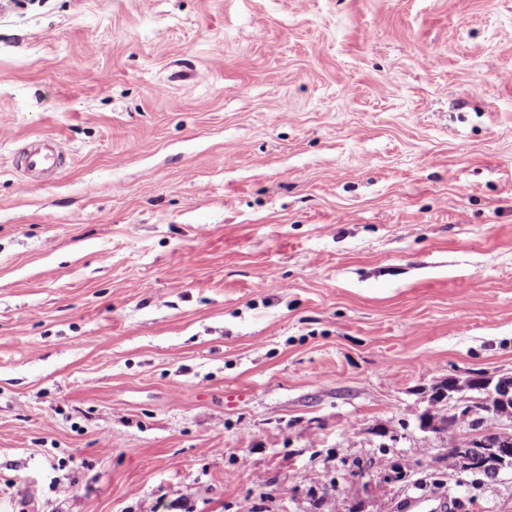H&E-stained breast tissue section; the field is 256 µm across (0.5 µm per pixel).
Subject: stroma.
<instances>
[{
	"label": "stroma",
	"instance_id": "stroma-1",
	"mask_svg": "<svg viewBox=\"0 0 512 512\" xmlns=\"http://www.w3.org/2000/svg\"><path fill=\"white\" fill-rule=\"evenodd\" d=\"M477 373L512 0H0V512H512L419 428ZM66 154L55 138L39 136L32 139L19 153L17 167L29 178L62 172Z\"/></svg>",
	"mask_w": 512,
	"mask_h": 512
}]
</instances>
